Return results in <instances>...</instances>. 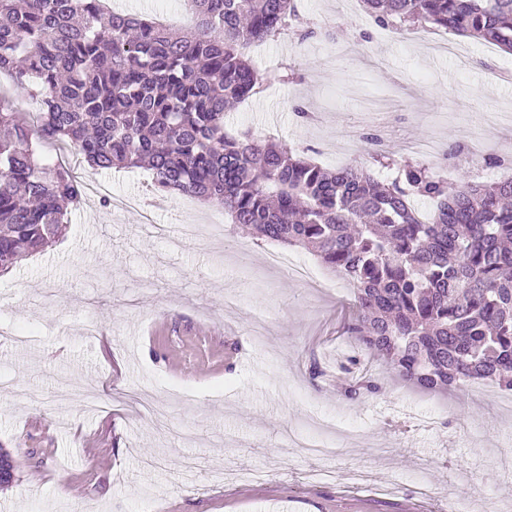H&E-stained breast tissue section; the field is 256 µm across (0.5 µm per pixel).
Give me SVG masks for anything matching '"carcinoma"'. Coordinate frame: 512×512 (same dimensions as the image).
I'll return each mask as SVG.
<instances>
[{
    "label": "carcinoma",
    "instance_id": "1",
    "mask_svg": "<svg viewBox=\"0 0 512 512\" xmlns=\"http://www.w3.org/2000/svg\"><path fill=\"white\" fill-rule=\"evenodd\" d=\"M380 26L424 21L512 52V0H363ZM180 33L100 8L99 0H0V73L34 89L19 120L0 96V267L52 245L84 184L41 159L64 142L97 170L145 169L157 193L224 209L255 238L312 251L354 288L346 332L416 391L474 380L512 390V177L453 184L367 132L365 166L324 167L250 131L225 130L227 107L263 81L244 49L296 32L295 0H184ZM433 202L424 220L413 205ZM344 396L382 390L342 366Z\"/></svg>",
    "mask_w": 512,
    "mask_h": 512
}]
</instances>
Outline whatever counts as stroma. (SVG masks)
I'll use <instances>...</instances> for the list:
<instances>
[{
  "label": "stroma",
  "instance_id": "obj_1",
  "mask_svg": "<svg viewBox=\"0 0 512 512\" xmlns=\"http://www.w3.org/2000/svg\"><path fill=\"white\" fill-rule=\"evenodd\" d=\"M333 38L280 36L252 45L264 92L228 109L226 129L249 128L312 148L333 168L362 165L359 130L377 109L398 114L385 138L406 152L420 139L456 149L453 180L472 176L474 136L498 155L512 112V54L456 38L471 58L427 53L412 31L375 26L359 0H300ZM116 10L190 29L176 0H112ZM291 65L299 81H281ZM508 73L497 84L489 72ZM311 112L300 122L295 105ZM71 170L115 192L152 196L139 169ZM184 199L156 208L153 224L90 194L65 233L0 275V325L23 346L0 348V447L17 461L0 512H439L478 503L512 512V405L481 381L445 396L415 392L343 327L351 289L324 287L269 262L273 244L224 225L219 239L169 250L155 225L184 223ZM357 354L383 391L349 401L344 381L310 380L311 360ZM71 383L74 396L57 391ZM346 430L335 453L311 457L308 431Z\"/></svg>",
  "mask_w": 512,
  "mask_h": 512
}]
</instances>
